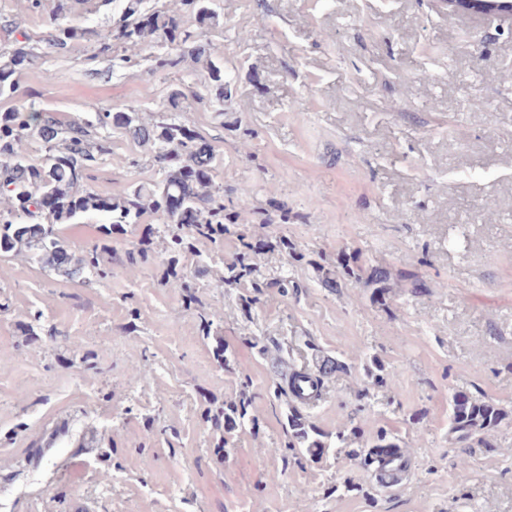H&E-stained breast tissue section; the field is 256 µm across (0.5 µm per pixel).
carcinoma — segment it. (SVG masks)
I'll return each instance as SVG.
<instances>
[{"label": "carcinoma", "mask_w": 512, "mask_h": 512, "mask_svg": "<svg viewBox=\"0 0 512 512\" xmlns=\"http://www.w3.org/2000/svg\"><path fill=\"white\" fill-rule=\"evenodd\" d=\"M142 0H127L122 23L116 33L100 37L94 57H109L114 44L121 45L120 61L129 63L142 50L149 37H157L177 51L156 57L159 68L176 67L189 58L203 64L209 76V91L217 106H224V68L201 46L198 35L186 25L181 9L189 7L204 22L215 18L208 0H181V8L163 15L141 9ZM84 37L80 28L66 25L57 30L54 45L65 49ZM35 55L21 45L0 55V96L16 91V76L34 62ZM185 96L176 92L168 100L167 109L144 122L136 112H96L89 119L63 121L22 106L0 112V194L7 205L0 209V255L23 252L28 257L61 276L90 282L106 276L109 269L100 263V255L111 250L107 244L77 253L71 249L62 226L75 224L89 214H103L110 222L102 225L105 237L112 228L136 224L147 212L161 224H175L178 230L167 240L165 251L171 262L191 248V241L202 238L216 247L224 245L229 225L237 223L240 212L250 210L248 190L239 197V210L226 212L224 188L216 184V154L198 131L182 120ZM132 135L153 153L158 167V180L130 186L117 196H102L82 188L86 169L96 156L109 152L108 136L100 135L112 128ZM37 139L48 150L41 162L28 159L22 143ZM360 280L347 263L336 265L333 276L325 277V285L338 287V278ZM250 400L230 404L224 413V428L245 426L250 418ZM509 418V412L493 402L467 394H454L450 399V432L460 442L486 440L488 434ZM291 440L272 452L288 457L303 448L318 456L330 444L322 433L301 415L287 416ZM359 429L348 421L336 431V447L347 448L357 439ZM400 440L381 429L371 439L368 449L352 450L356 456L372 457L376 448H398Z\"/></svg>", "instance_id": "1"}]
</instances>
